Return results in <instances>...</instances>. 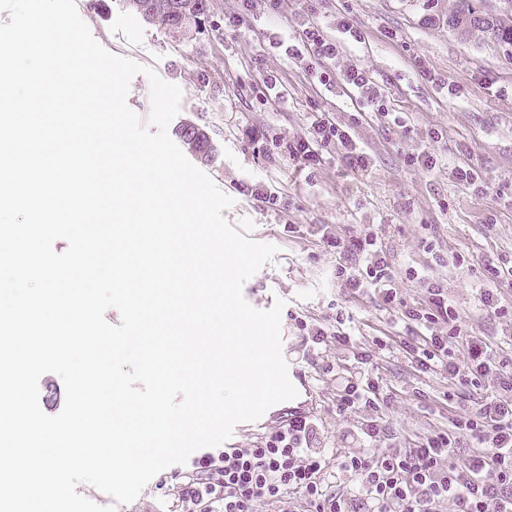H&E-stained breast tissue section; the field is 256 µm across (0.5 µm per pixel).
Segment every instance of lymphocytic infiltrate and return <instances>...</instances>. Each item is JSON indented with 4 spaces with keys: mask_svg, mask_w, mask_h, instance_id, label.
I'll return each instance as SVG.
<instances>
[{
    "mask_svg": "<svg viewBox=\"0 0 512 512\" xmlns=\"http://www.w3.org/2000/svg\"><path fill=\"white\" fill-rule=\"evenodd\" d=\"M288 57L311 62L334 59L340 44L309 23ZM312 133L294 140L288 154L304 164H320L329 145L350 169L368 171L371 161L351 133L328 115L311 123ZM336 278L352 296H374L399 330L373 337L378 349L406 358L422 374H438L449 385L477 390L473 410L398 447L381 417L383 393L369 351L358 349L344 328L308 330L306 340L336 346V410L353 416L352 451L328 463L315 448L318 424L311 415L287 419L254 448L204 451L190 456L172 483H161L166 512H512V328L498 341L462 336L459 313L448 290L427 283L422 302L402 299L378 235L336 237ZM471 453L457 459L461 440Z\"/></svg>",
    "mask_w": 512,
    "mask_h": 512,
    "instance_id": "f902f5d3",
    "label": "lymphocytic infiltrate"
}]
</instances>
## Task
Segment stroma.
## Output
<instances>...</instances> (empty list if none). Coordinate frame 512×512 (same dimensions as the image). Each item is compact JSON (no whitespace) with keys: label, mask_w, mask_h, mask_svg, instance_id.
<instances>
[{"label":"stroma","mask_w":512,"mask_h":512,"mask_svg":"<svg viewBox=\"0 0 512 512\" xmlns=\"http://www.w3.org/2000/svg\"><path fill=\"white\" fill-rule=\"evenodd\" d=\"M96 41L113 53L153 67L181 87L179 120L203 127L218 148L205 171L234 204L225 216L246 237L277 247L243 287L246 300L266 310L283 299L282 353L296 398L238 424L227 445L260 444L297 408L318 423V447L343 452L352 417L336 411V380L326 374L335 348L306 347L302 325L331 326L353 318L357 336H379L388 315L376 299L349 297L336 279V251L327 236L377 233L408 304L421 298L417 269L447 287L463 333L499 336L502 316L478 315L476 289L484 265L512 266V45L491 37L466 39L448 27V0H282L279 13L262 0H208L210 16L193 37L177 41L127 10L122 0H76ZM317 23L345 48L315 69L271 47L266 34ZM378 85V103L354 99L339 75L348 66ZM277 76L276 90L266 76ZM349 125L371 158L366 174L339 164L304 167L287 144L307 134L314 115ZM439 139H431V131ZM428 151L433 170L412 164ZM473 167L479 187L459 184L454 167ZM382 385L396 396L386 411L398 444L447 426L477 395L440 400L438 375L420 376L401 357L382 362Z\"/></svg>","instance_id":"obj_1"}]
</instances>
